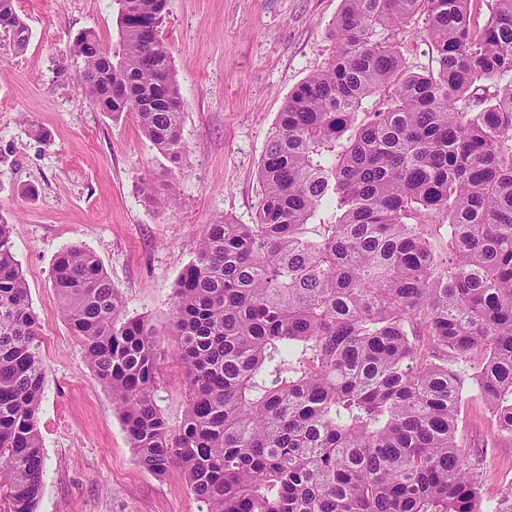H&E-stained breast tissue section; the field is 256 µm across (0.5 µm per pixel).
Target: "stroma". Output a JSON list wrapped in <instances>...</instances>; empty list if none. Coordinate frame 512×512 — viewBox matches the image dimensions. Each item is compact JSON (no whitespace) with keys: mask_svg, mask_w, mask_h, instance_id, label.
Instances as JSON below:
<instances>
[{"mask_svg":"<svg viewBox=\"0 0 512 512\" xmlns=\"http://www.w3.org/2000/svg\"><path fill=\"white\" fill-rule=\"evenodd\" d=\"M341 0H168L160 36L185 102L178 163L137 120L98 111L81 86L75 37L118 39L112 0H16L31 38L0 33V220L41 326L46 379L39 407L45 452L37 512H198L182 473L141 469L112 395L89 366L52 287L58 253L78 244L101 262L127 316L160 327L176 281L207 224L254 223L258 165L288 95L334 53ZM177 338H157L156 402L171 428L189 399ZM485 496L512 486V446L487 408L466 399L458 430Z\"/></svg>","mask_w":512,"mask_h":512,"instance_id":"obj_1","label":"stroma"}]
</instances>
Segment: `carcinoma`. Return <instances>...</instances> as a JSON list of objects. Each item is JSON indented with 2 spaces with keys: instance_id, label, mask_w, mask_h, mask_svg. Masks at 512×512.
<instances>
[{
  "instance_id": "1",
  "label": "carcinoma",
  "mask_w": 512,
  "mask_h": 512,
  "mask_svg": "<svg viewBox=\"0 0 512 512\" xmlns=\"http://www.w3.org/2000/svg\"><path fill=\"white\" fill-rule=\"evenodd\" d=\"M119 43L78 35L90 101L184 151V101L159 27L167 0H114ZM343 0L332 60L297 85L261 156L257 222L206 225L168 328L190 399L156 404L159 329L127 318L94 254L64 248L52 287L112 391L138 465L177 468L201 512H512L461 452L465 388L512 442V0ZM0 31L30 33L15 0ZM428 46L413 71L403 33ZM497 87L475 97L480 83ZM371 97L382 101L363 110ZM448 226L442 257L426 224ZM46 370L0 224V512H37Z\"/></svg>"
}]
</instances>
